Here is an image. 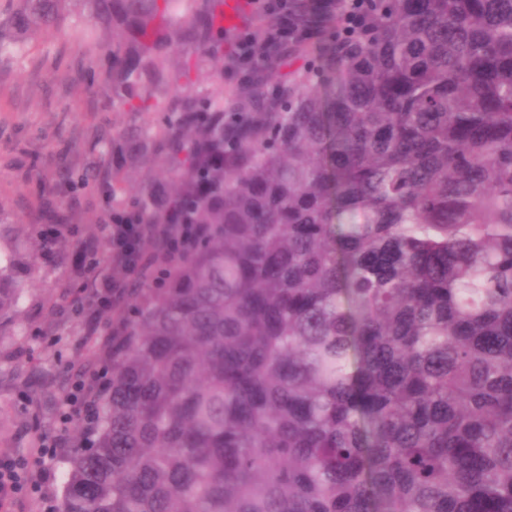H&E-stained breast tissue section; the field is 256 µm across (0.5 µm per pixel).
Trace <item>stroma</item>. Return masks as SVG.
<instances>
[{
    "instance_id": "1",
    "label": "stroma",
    "mask_w": 512,
    "mask_h": 512,
    "mask_svg": "<svg viewBox=\"0 0 512 512\" xmlns=\"http://www.w3.org/2000/svg\"><path fill=\"white\" fill-rule=\"evenodd\" d=\"M38 51L64 50L59 70L18 64L0 70V215L9 230L27 235L23 217L32 199L25 192V177L32 165H46L47 157L92 137L102 121L122 127L123 113L98 112L94 94L78 79L80 56L41 32L34 40ZM36 263L26 277V300L17 315L27 335L12 345L0 343V406L11 413L0 425V461L27 453L33 432L26 396L44 384L62 381L70 363L96 356L95 343L86 338L82 324L64 320L57 299L58 285L74 276L69 261L57 257L18 255L19 267Z\"/></svg>"
}]
</instances>
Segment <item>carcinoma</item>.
<instances>
[{
	"label": "carcinoma",
	"mask_w": 512,
	"mask_h": 512,
	"mask_svg": "<svg viewBox=\"0 0 512 512\" xmlns=\"http://www.w3.org/2000/svg\"><path fill=\"white\" fill-rule=\"evenodd\" d=\"M246 8L249 61L224 0L0 3V63L57 65L55 29L127 116L28 178L68 307L128 284L79 316L112 318V379L54 512H512V0H288L286 40Z\"/></svg>",
	"instance_id": "cac0c4a2"
}]
</instances>
